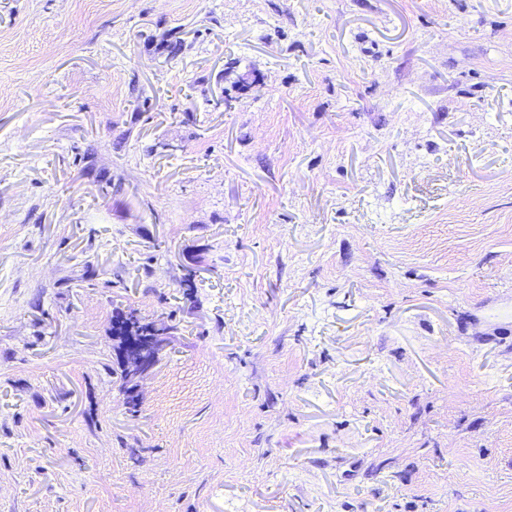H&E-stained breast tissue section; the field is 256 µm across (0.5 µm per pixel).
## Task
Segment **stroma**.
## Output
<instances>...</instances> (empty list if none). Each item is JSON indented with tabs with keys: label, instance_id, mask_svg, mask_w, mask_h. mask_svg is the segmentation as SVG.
Listing matches in <instances>:
<instances>
[{
	"label": "stroma",
	"instance_id": "stroma-1",
	"mask_svg": "<svg viewBox=\"0 0 512 512\" xmlns=\"http://www.w3.org/2000/svg\"><path fill=\"white\" fill-rule=\"evenodd\" d=\"M510 311L512 0H0V512H512ZM151 326L154 324L144 322L135 310L117 312L113 317V336H117L119 341L123 336H143L142 332ZM166 338L162 335L155 336L149 346L140 340L133 344L124 343L123 355L130 366L133 379L147 372L156 362L159 353L166 345Z\"/></svg>",
	"mask_w": 512,
	"mask_h": 512
}]
</instances>
